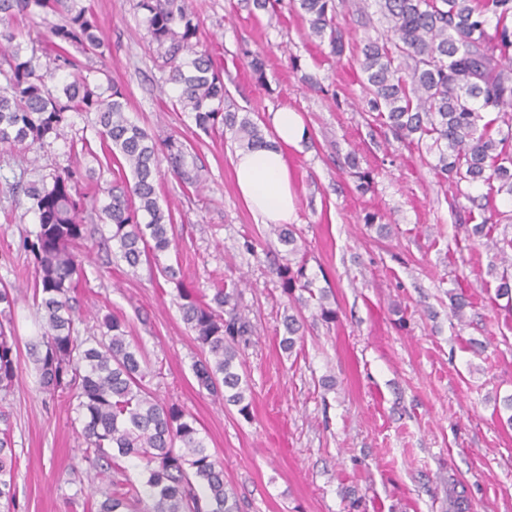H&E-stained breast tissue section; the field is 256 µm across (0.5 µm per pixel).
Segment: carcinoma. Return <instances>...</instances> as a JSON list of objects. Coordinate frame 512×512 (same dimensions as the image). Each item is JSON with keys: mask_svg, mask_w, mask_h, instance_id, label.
<instances>
[{"mask_svg": "<svg viewBox=\"0 0 512 512\" xmlns=\"http://www.w3.org/2000/svg\"><path fill=\"white\" fill-rule=\"evenodd\" d=\"M310 33L328 41L330 52L345 50L336 26L335 0H298ZM386 27L381 39L360 49L369 111L398 139L436 156L434 168L455 185L485 186L467 195L481 222L472 234L487 239L501 255L512 253V237L491 236L499 210L494 195L512 198V0H378ZM157 46L158 67L173 85V105L194 114L204 133L231 131L238 148L266 144L257 120L224 106V80L188 0H137ZM63 14L44 33L41 56L25 54L22 31H0V144L43 149L50 138H67L69 114L94 115L90 128L107 168L130 169L132 179L107 191L99 218L111 226L116 256L132 268L156 261L172 247L171 210L159 203L156 177L167 166L183 189H196L201 169L189 167L187 142L171 135L157 140L128 116L125 90L92 77L70 53L98 54L104 41L92 10L76 0H0V12L28 21ZM86 172L68 166L28 183L25 194L37 227L24 242L34 258L32 300L42 311L41 335L28 344L39 384L50 398L66 396L82 419L80 459L95 470L102 500L96 512H245L237 490L224 482V467L210 453L196 420L175 402L162 401L149 387L156 375L125 323L108 311L96 328L79 330L81 315L71 292L87 255L79 193ZM287 248L278 268L289 308L280 345L293 353L304 330L302 309L317 300L320 318L336 319L328 294L314 292L304 252L292 225L271 224ZM182 318L204 353L193 368L200 388L249 415L251 397L241 368V344L249 322L238 303L236 284L217 288L210 300L180 288ZM16 298L0 289V393L19 378L17 338L7 328ZM143 464L139 478L125 462ZM17 456L8 430H0V508L14 509Z\"/></svg>", "mask_w": 512, "mask_h": 512, "instance_id": "cac0c4a2", "label": "carcinoma"}]
</instances>
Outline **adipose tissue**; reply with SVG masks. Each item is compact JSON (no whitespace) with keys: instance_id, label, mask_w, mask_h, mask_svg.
<instances>
[{"instance_id":"obj_1","label":"adipose tissue","mask_w":512,"mask_h":512,"mask_svg":"<svg viewBox=\"0 0 512 512\" xmlns=\"http://www.w3.org/2000/svg\"><path fill=\"white\" fill-rule=\"evenodd\" d=\"M270 146L238 151L233 160L236 185L248 209L264 224H286L295 217L288 149L300 148L308 133L301 115L282 107L271 115Z\"/></svg>"}]
</instances>
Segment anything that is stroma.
<instances>
[{
	"label": "stroma",
	"instance_id": "1",
	"mask_svg": "<svg viewBox=\"0 0 512 512\" xmlns=\"http://www.w3.org/2000/svg\"><path fill=\"white\" fill-rule=\"evenodd\" d=\"M79 3L92 8L105 42L103 56H81L82 65L125 89L131 120L149 134L188 141L203 169V186L189 193L170 173L158 179L175 241L158 265L179 269L186 287L206 295L237 282L250 324L242 347L249 416L199 388L192 365L201 348L174 283L157 265L117 260L105 246L108 225L94 215L74 296L82 317L107 307L125 321L161 368L152 389L196 419L247 512H453L459 499L467 512H512V426L502 407L512 395V310L495 296L505 265L472 236L466 201L437 175L434 156L396 139L367 110L360 49L384 28L376 0L357 11L337 7L348 41L339 57L309 37L292 0L274 14L252 11L247 0H189L227 104L264 121L288 106L309 130L288 152L293 225L314 288L327 291L337 315L327 323L306 309L295 355L279 346L288 298L276 270L287 255L240 197L231 134L205 135L192 114L172 109L135 0ZM255 54L265 60L261 81L250 66ZM67 165L96 162L63 140L37 153L0 148V286L14 290L23 346L40 324L33 260L21 247L37 220L29 199L3 180ZM359 171L371 174L368 190L357 188ZM457 291L470 301L460 318L450 305ZM19 358L20 379L0 400L17 453L15 512H95L93 469L84 462L70 470L82 423L66 398L42 392L27 351Z\"/></svg>",
	"mask_w": 512,
	"mask_h": 512
}]
</instances>
